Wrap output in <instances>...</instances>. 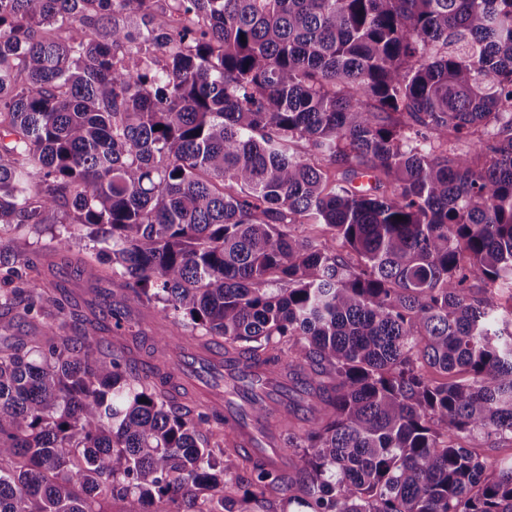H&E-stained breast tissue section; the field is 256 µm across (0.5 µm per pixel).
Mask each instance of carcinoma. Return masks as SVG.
Returning <instances> with one entry per match:
<instances>
[{"label":"carcinoma","instance_id":"1","mask_svg":"<svg viewBox=\"0 0 512 512\" xmlns=\"http://www.w3.org/2000/svg\"><path fill=\"white\" fill-rule=\"evenodd\" d=\"M164 14L0 0V512H512V0ZM145 308L254 371L234 420ZM47 239L46 235L42 237L30 236L27 240V251L30 257L37 260L38 263L47 265L48 262H56L58 266L54 268L56 279L65 287L68 288L73 295L77 298L81 305L87 303L97 302L99 300V293L104 288H113L107 282H90L86 278L79 277L72 268L66 265H60L59 258L46 257L41 249L43 241Z\"/></svg>","mask_w":512,"mask_h":512}]
</instances>
